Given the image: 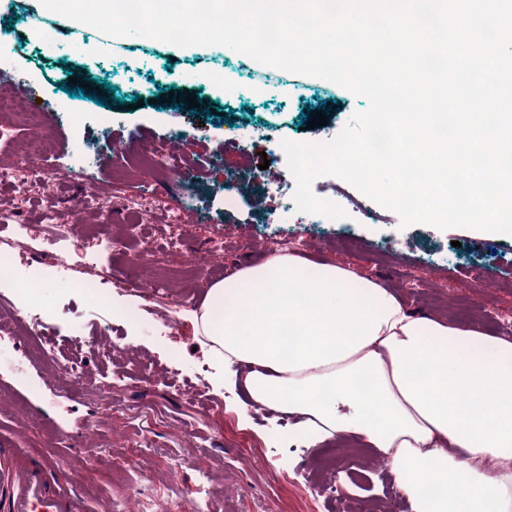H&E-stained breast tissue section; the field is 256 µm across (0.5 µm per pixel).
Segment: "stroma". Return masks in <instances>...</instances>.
I'll return each instance as SVG.
<instances>
[{
    "label": "stroma",
    "instance_id": "1",
    "mask_svg": "<svg viewBox=\"0 0 512 512\" xmlns=\"http://www.w3.org/2000/svg\"><path fill=\"white\" fill-rule=\"evenodd\" d=\"M40 0H0V97L21 111L41 113L53 147L43 150L40 134L10 123L0 138V162L27 152L59 180L0 182V212L11 210L18 194L29 198L12 228L1 235L19 241L41 272L39 291L53 314L50 328L61 355L85 337L106 336L132 352L123 377L113 374L109 356L89 355L84 372L96 386H69L63 364L16 350L17 331L0 330V441L39 455L81 451L90 463L77 494L97 512H336L335 494L315 488L312 477L323 460L333 463L332 480L348 498H383L392 476L369 449L348 441L315 448L286 438L289 419L269 409L248 407L244 387L225 389L226 369L200 346L186 318L206 300L207 275H220L224 262L235 268L269 260L261 237L288 235L303 245L298 258L316 267L333 263L378 281L413 310L462 327L505 335L512 328V235L429 224L401 227L397 214L378 224L360 223L356 213L334 224H301L283 212L281 198L264 178L239 175L236 138L257 133L251 162L278 150L282 139L313 144L339 135L365 98L324 79L289 74L287 86L258 83L245 55L220 46L179 48L131 35L116 46L89 54L73 52L84 25L70 22ZM90 87L114 86L113 99L96 104L74 97L61 85L70 77ZM188 91L202 100L168 105L163 89ZM140 99L142 107L127 108ZM327 110L325 125L306 128L299 119ZM160 150L182 161L186 174L176 185L156 174L125 167L145 150ZM94 156L93 181L79 171ZM236 201L224 202L225 188ZM79 206L86 227L121 224L128 202L143 208L141 234L164 254L150 266L148 254L113 252L110 310L89 306L65 281L87 278L90 268L61 271L57 249L47 242L43 220L47 201ZM185 210L188 232L180 248L167 221L170 209ZM279 223H269L271 214ZM198 265L184 269L187 257ZM133 275L151 283L153 295L127 288ZM179 357V374L171 359ZM206 485H199V473Z\"/></svg>",
    "mask_w": 512,
    "mask_h": 512
}]
</instances>
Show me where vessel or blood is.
Listing matches in <instances>:
<instances>
[{"label":"vessel or blood","mask_w":512,"mask_h":512,"mask_svg":"<svg viewBox=\"0 0 512 512\" xmlns=\"http://www.w3.org/2000/svg\"><path fill=\"white\" fill-rule=\"evenodd\" d=\"M77 480L53 454L31 458L0 445V512H88Z\"/></svg>","instance_id":"vessel-or-blood-1"}]
</instances>
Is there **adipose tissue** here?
<instances>
[{"label":"adipose tissue","instance_id":"ef3b65f1","mask_svg":"<svg viewBox=\"0 0 512 512\" xmlns=\"http://www.w3.org/2000/svg\"><path fill=\"white\" fill-rule=\"evenodd\" d=\"M214 283L193 311L225 366H255L253 404L308 447L354 439L386 459L412 512H512V338L406 307L389 289L290 255Z\"/></svg>","mask_w":512,"mask_h":512}]
</instances>
